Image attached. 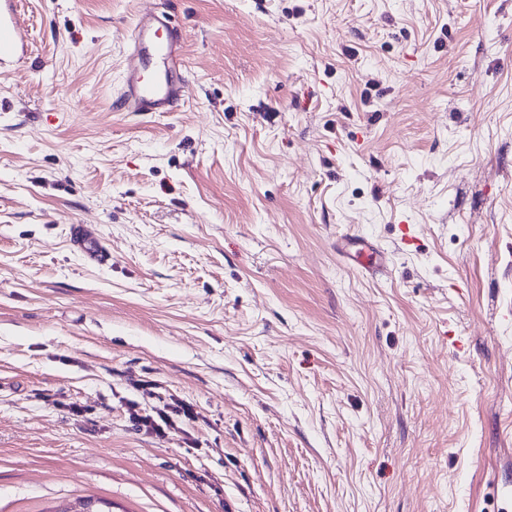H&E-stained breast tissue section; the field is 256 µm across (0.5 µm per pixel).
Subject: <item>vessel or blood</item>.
Here are the masks:
<instances>
[{
    "label": "vessel or blood",
    "mask_w": 512,
    "mask_h": 512,
    "mask_svg": "<svg viewBox=\"0 0 512 512\" xmlns=\"http://www.w3.org/2000/svg\"><path fill=\"white\" fill-rule=\"evenodd\" d=\"M28 52V33L19 21L17 0H0V69L19 64ZM179 30L163 14H145L132 26L131 50L124 61V79L117 103L127 112H172L179 106L184 83ZM75 249L90 263L109 265L111 253L87 225L70 227ZM339 254L360 262L363 269L377 266L374 251L358 235L344 236Z\"/></svg>",
    "instance_id": "b4317fda"
}]
</instances>
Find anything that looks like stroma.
<instances>
[{"mask_svg":"<svg viewBox=\"0 0 512 512\" xmlns=\"http://www.w3.org/2000/svg\"><path fill=\"white\" fill-rule=\"evenodd\" d=\"M144 13L182 32L173 112L116 108ZM20 21L0 512H512V0H21ZM349 233L379 270L338 255ZM151 382L196 421L135 429ZM70 239L75 249L88 262L101 267L109 265L111 260L109 249L102 243L100 236L87 225H71Z\"/></svg>","mask_w":512,"mask_h":512,"instance_id":"1","label":"stroma"}]
</instances>
